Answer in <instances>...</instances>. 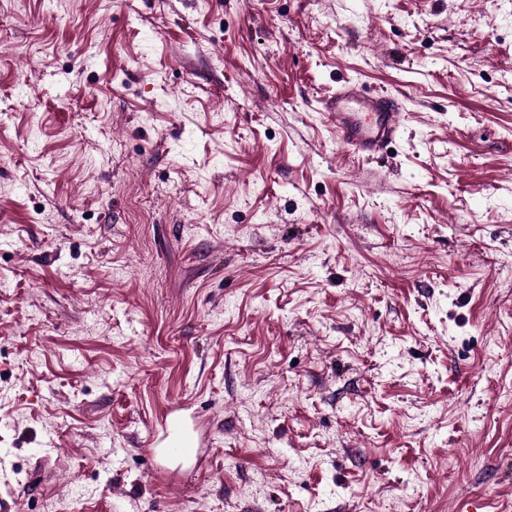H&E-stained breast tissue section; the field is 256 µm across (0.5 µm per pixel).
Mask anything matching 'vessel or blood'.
<instances>
[{
	"label": "vessel or blood",
	"instance_id": "vessel-or-blood-1",
	"mask_svg": "<svg viewBox=\"0 0 512 512\" xmlns=\"http://www.w3.org/2000/svg\"><path fill=\"white\" fill-rule=\"evenodd\" d=\"M320 109L334 127L337 138L362 156L381 152L400 130L396 101L379 92L365 91L353 83L338 87L321 101ZM165 420L163 435L153 438L147 450L150 461H158L166 455L195 458L200 450L199 443L181 433L183 407H171L165 414Z\"/></svg>",
	"mask_w": 512,
	"mask_h": 512
}]
</instances>
